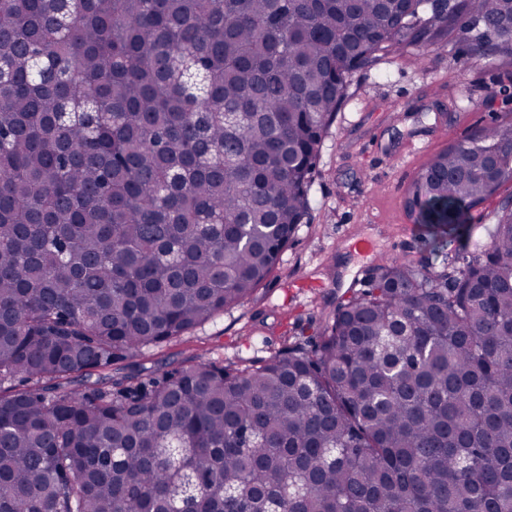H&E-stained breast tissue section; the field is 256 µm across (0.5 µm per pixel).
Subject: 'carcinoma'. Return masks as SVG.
Instances as JSON below:
<instances>
[{
  "label": "carcinoma",
  "mask_w": 512,
  "mask_h": 512,
  "mask_svg": "<svg viewBox=\"0 0 512 512\" xmlns=\"http://www.w3.org/2000/svg\"><path fill=\"white\" fill-rule=\"evenodd\" d=\"M457 28L512 53V0H0V512H512V210L309 348L106 385L273 273L352 71ZM509 180L490 123L406 210L467 242ZM506 205L512 207V183H504L499 190L473 210L474 239L487 242L485 227L493 224L500 209Z\"/></svg>",
  "instance_id": "cac0c4a2"
}]
</instances>
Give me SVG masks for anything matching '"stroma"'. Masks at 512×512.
I'll return each instance as SVG.
<instances>
[{"instance_id": "35a3bbf8", "label": "stroma", "mask_w": 512, "mask_h": 512, "mask_svg": "<svg viewBox=\"0 0 512 512\" xmlns=\"http://www.w3.org/2000/svg\"><path fill=\"white\" fill-rule=\"evenodd\" d=\"M455 37L391 53L350 78L346 101L323 136L310 187L311 220L273 274L234 309L162 346L112 367V377L144 379L200 357L220 364L271 357L284 337L311 342L331 309L363 288L373 266L405 257L428 267L455 244L415 235L408 188L449 144L483 126L512 124V54L468 57L455 65ZM373 243L358 252L356 239Z\"/></svg>"}]
</instances>
